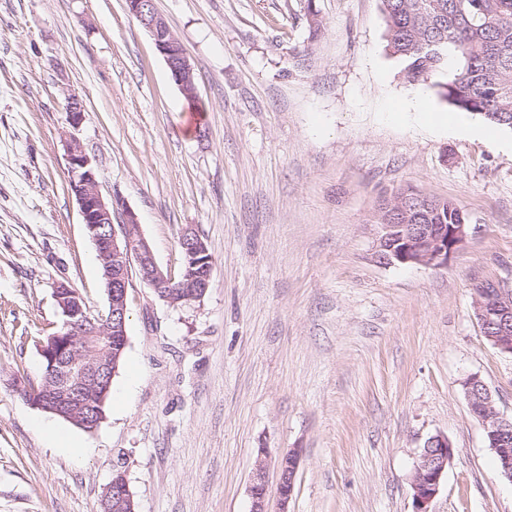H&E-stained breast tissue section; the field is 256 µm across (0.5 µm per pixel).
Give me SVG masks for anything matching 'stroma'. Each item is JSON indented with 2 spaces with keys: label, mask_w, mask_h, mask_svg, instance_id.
Wrapping results in <instances>:
<instances>
[{
  "label": "stroma",
  "mask_w": 512,
  "mask_h": 512,
  "mask_svg": "<svg viewBox=\"0 0 512 512\" xmlns=\"http://www.w3.org/2000/svg\"><path fill=\"white\" fill-rule=\"evenodd\" d=\"M194 67L203 112L125 0H0V512H99L123 472L135 512H252L266 466L301 451L289 512H414L425 441L454 458L431 512H512L463 384L512 417V355L483 336L475 287L512 289V130L431 127L386 49L379 0H156ZM85 119L71 128L69 95ZM75 134L105 197L179 274L193 227L213 258L200 302L134 282L128 347L92 430L31 406L23 381L59 325L64 280L106 302L68 190ZM403 187L471 218L446 266L383 265L377 202ZM46 423L86 448L51 447ZM250 492L253 500L252 512H269L266 502V469L258 463L253 475Z\"/></svg>",
  "instance_id": "35a3bbf8"
}]
</instances>
